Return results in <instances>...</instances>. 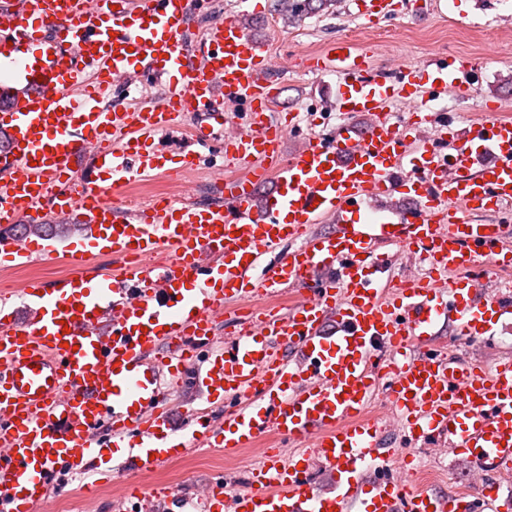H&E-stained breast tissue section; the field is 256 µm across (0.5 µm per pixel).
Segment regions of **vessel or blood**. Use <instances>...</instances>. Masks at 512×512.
<instances>
[{
	"instance_id": "vessel-or-blood-1",
	"label": "vessel or blood",
	"mask_w": 512,
	"mask_h": 512,
	"mask_svg": "<svg viewBox=\"0 0 512 512\" xmlns=\"http://www.w3.org/2000/svg\"><path fill=\"white\" fill-rule=\"evenodd\" d=\"M201 5L0 0V65L18 78L0 84L9 137L0 152V224L76 213L88 239L87 249L63 252L43 238L0 242V258L14 265L62 258L71 269L69 289L29 283L0 295V512H50L49 474L61 462L96 468L134 496V475L217 433L228 452L268 437L306 449L263 451L247 490L197 486L204 512H348L356 503L360 512H502L496 476L512 466V356L488 373L412 348L432 340L439 320L474 342L512 312L505 295L477 294L469 276L484 262L512 271V225L477 221L512 209V119L495 106L462 123L437 120L442 95L473 90L469 59L378 71L369 50L338 44L302 64L335 76L331 108L346 123L281 157L298 115L266 120L277 93L267 44L233 19L187 43ZM357 6L366 29L396 11L394 0ZM147 74L167 82L164 96L132 109L102 106L105 90L132 88ZM392 100L407 114L387 111ZM361 117L366 125L355 127ZM189 118L196 143L223 138V206L165 198L121 213L116 188L167 174L165 157L145 142ZM84 153L94 156L98 180H75ZM270 179L274 190L257 198ZM372 201L388 202L383 220L367 214ZM328 221L333 232L311 233ZM286 242L291 250L268 264ZM96 249L119 266L90 280L83 267ZM402 250L426 261L429 275L378 279L377 268ZM16 296L27 302L26 321L16 318ZM228 300L251 313L234 336L202 352ZM163 368L175 380L197 369L223 424L194 409L173 429ZM382 384L414 441L435 440L475 462V500L401 481L366 484L365 465L382 470L395 458L382 448L384 423L368 412ZM109 447L125 450L124 465L113 464ZM316 467L335 478V495L311 493Z\"/></svg>"
}]
</instances>
